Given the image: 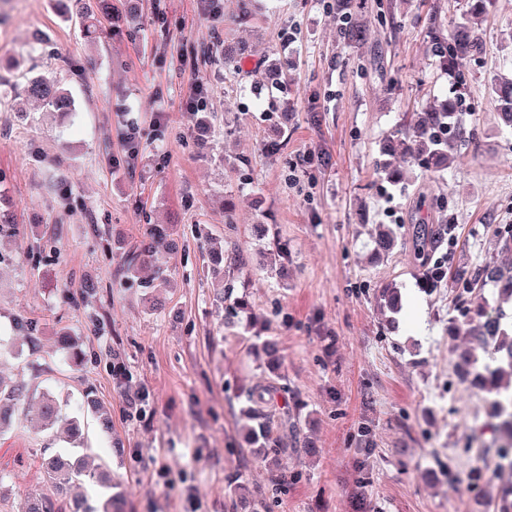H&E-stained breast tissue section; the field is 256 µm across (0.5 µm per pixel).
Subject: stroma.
<instances>
[{
  "instance_id": "obj_1",
  "label": "stroma",
  "mask_w": 512,
  "mask_h": 512,
  "mask_svg": "<svg viewBox=\"0 0 512 512\" xmlns=\"http://www.w3.org/2000/svg\"><path fill=\"white\" fill-rule=\"evenodd\" d=\"M62 3L89 11L95 42ZM359 3L370 36L354 47L336 37L332 0H215V14L206 0H142L132 24L123 0L108 14L0 0V208L15 218L0 236V379L28 396L0 434V512L32 492L69 512L42 473L55 453L108 466L124 512H230L240 484L268 512H496L494 397L460 379L459 355L487 317L512 325L494 282L472 288L479 268L512 259L499 236L512 226V132L492 91L512 72V0L474 19L470 0ZM464 19L479 48L451 73L432 45ZM278 57L289 78L258 88ZM38 74L71 92L69 120L26 100ZM454 91L476 142L388 183L383 139ZM423 212L453 227L424 259L411 239ZM268 214L269 241L253 229ZM154 224L177 248L131 273L127 254ZM382 224L397 245L380 256ZM274 240L284 261L264 255ZM214 250L231 259L225 298ZM441 257L445 278L423 286ZM388 283L407 297L390 319L376 300ZM242 295L251 317L227 310ZM271 380L288 434L274 461L242 439L246 393ZM45 393L81 422L82 444L41 431Z\"/></svg>"
}]
</instances>
